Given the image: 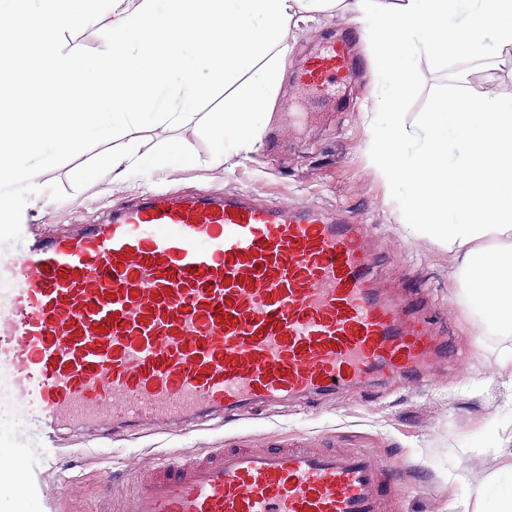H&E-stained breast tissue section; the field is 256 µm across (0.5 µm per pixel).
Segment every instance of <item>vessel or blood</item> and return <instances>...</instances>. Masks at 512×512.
<instances>
[{"label":"vessel or blood","instance_id":"obj_1","mask_svg":"<svg viewBox=\"0 0 512 512\" xmlns=\"http://www.w3.org/2000/svg\"><path fill=\"white\" fill-rule=\"evenodd\" d=\"M358 68L345 38L300 82L329 93ZM13 232L0 365L53 443L413 383L448 352L418 302L379 287L367 226L316 208L153 194L100 224ZM401 488L360 449L215 448L162 464L120 512H390Z\"/></svg>","mask_w":512,"mask_h":512}]
</instances>
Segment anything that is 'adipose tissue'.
Here are the masks:
<instances>
[{
	"instance_id": "adipose-tissue-1",
	"label": "adipose tissue",
	"mask_w": 512,
	"mask_h": 512,
	"mask_svg": "<svg viewBox=\"0 0 512 512\" xmlns=\"http://www.w3.org/2000/svg\"><path fill=\"white\" fill-rule=\"evenodd\" d=\"M94 0H0V42L33 37L0 61V89L21 87L32 111L0 108V186L29 181L36 163L99 137L120 141L111 163L136 160L149 123H183L217 88V155L257 149L260 119L285 75L290 26L318 13L352 15L373 39L377 114L368 159L405 224L447 244L466 304L490 331L512 332V98L440 103L418 125L400 110L415 65L512 47V0H114L108 57L83 67L50 44L55 28L88 22Z\"/></svg>"
}]
</instances>
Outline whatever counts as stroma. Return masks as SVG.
I'll return each mask as SVG.
<instances>
[{
	"label": "stroma",
	"mask_w": 512,
	"mask_h": 512,
	"mask_svg": "<svg viewBox=\"0 0 512 512\" xmlns=\"http://www.w3.org/2000/svg\"><path fill=\"white\" fill-rule=\"evenodd\" d=\"M112 18L108 0H100L92 22L57 31L53 43L78 66L103 58ZM351 25L350 16L333 14L290 28L286 76L271 96L257 151L213 158L204 115L223 105L219 90L194 121L157 123L141 132L139 152L154 161L151 171L104 168L88 174L91 160L114 147L91 140L37 167L32 182L12 184L6 192L23 199L17 221L37 234L99 223L153 192H246L269 205L320 208L338 221H360L370 225L385 257L379 275L386 288L419 293L432 329L449 338L453 357L435 361L411 387L351 390L227 425L211 420L184 431L154 426L115 440L67 429L54 448L30 414L16 410L11 399L1 400L0 454L23 459L33 480L24 497L16 494L13 479H0V512H104L112 505L102 492L107 476L127 479L151 469L162 455L262 448L292 439L321 448H367L383 465L399 467L402 492L394 512H495V499L478 492L489 476L512 464L492 440L494 431H512V363L506 360L512 335L484 331L464 302L454 253L402 224L396 202L371 168L367 147L377 135L371 69L330 97L318 99L302 89L298 74L305 59ZM489 83L512 97V57L472 52L442 64L420 59L403 106L405 120L417 124L448 96H485ZM174 140L191 146L197 164L165 161Z\"/></svg>",
	"instance_id": "35a3bbf8"
}]
</instances>
